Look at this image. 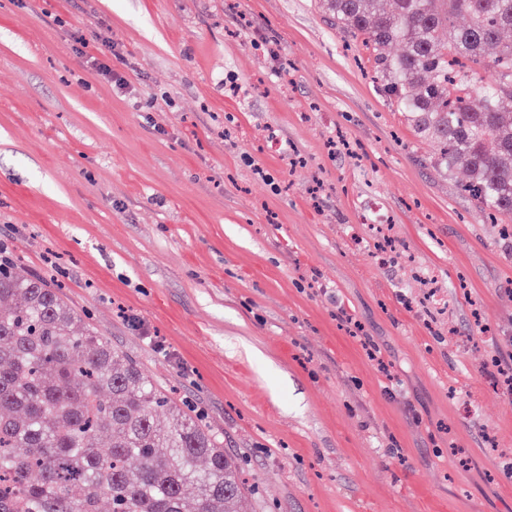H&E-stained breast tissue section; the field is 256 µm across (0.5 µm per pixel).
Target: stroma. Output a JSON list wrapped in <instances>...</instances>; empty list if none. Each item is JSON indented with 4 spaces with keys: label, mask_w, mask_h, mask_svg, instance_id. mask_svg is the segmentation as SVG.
Segmentation results:
<instances>
[{
    "label": "stroma",
    "mask_w": 512,
    "mask_h": 512,
    "mask_svg": "<svg viewBox=\"0 0 512 512\" xmlns=\"http://www.w3.org/2000/svg\"><path fill=\"white\" fill-rule=\"evenodd\" d=\"M373 70L318 0H0V239L223 437L247 512H512V240Z\"/></svg>",
    "instance_id": "obj_1"
}]
</instances>
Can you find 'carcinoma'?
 <instances>
[{
	"label": "carcinoma",
	"instance_id": "carcinoma-1",
	"mask_svg": "<svg viewBox=\"0 0 512 512\" xmlns=\"http://www.w3.org/2000/svg\"><path fill=\"white\" fill-rule=\"evenodd\" d=\"M485 218L512 216V0H322ZM46 280L0 268V512H242L236 457Z\"/></svg>",
	"mask_w": 512,
	"mask_h": 512
}]
</instances>
